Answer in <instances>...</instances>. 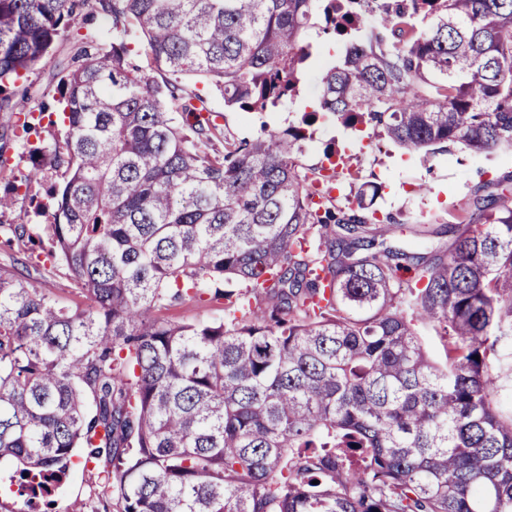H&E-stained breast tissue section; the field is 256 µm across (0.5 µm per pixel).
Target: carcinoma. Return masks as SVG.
I'll return each mask as SVG.
<instances>
[{"mask_svg":"<svg viewBox=\"0 0 512 512\" xmlns=\"http://www.w3.org/2000/svg\"><path fill=\"white\" fill-rule=\"evenodd\" d=\"M86 4L112 41L81 35L56 86L63 143L33 149L24 178L60 174L47 221L7 243L66 267L90 305L0 268V459L21 493L49 512L85 448L120 512H512V202L433 230L454 235L446 257L397 250L398 225L370 228L363 202H314L301 128L239 139L180 84L263 112L294 92L312 19L346 36L373 14L321 112L423 162L512 151V0H0L15 138L55 125L45 94L36 112L9 102ZM132 39L166 79L128 61ZM186 301L224 318L156 316Z\"/></svg>","mask_w":512,"mask_h":512,"instance_id":"1","label":"carcinoma"}]
</instances>
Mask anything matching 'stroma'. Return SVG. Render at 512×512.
Instances as JSON below:
<instances>
[{
  "mask_svg": "<svg viewBox=\"0 0 512 512\" xmlns=\"http://www.w3.org/2000/svg\"><path fill=\"white\" fill-rule=\"evenodd\" d=\"M375 25V17L367 15L359 30L336 38L309 29L304 41L310 46L311 56L299 76L295 93L263 112L225 108L223 96L206 82L187 78L183 84L201 96L208 109L222 113L224 124L235 137L253 138L264 127L279 131L297 126L305 113L315 112L322 72L340 63L349 42L364 39ZM89 29L107 39L112 36L111 20L99 14L87 25L62 31L30 73L29 83L55 94L56 73L70 64L75 40ZM308 133L297 154L299 164L306 169L318 168L326 165L328 155L332 154L338 156L340 163L357 168L358 179L354 182L346 173H337L334 204L346 206L360 187L372 192L373 214L369 221L374 224L390 217L399 223L401 230L391 240L395 246L413 245L419 225L455 224L462 220L479 224L483 221L484 206L493 201L512 200L510 153L477 154L458 145L452 151L437 154L432 165L426 166L421 163L419 152L381 139L370 126L360 122L346 123L328 114H316ZM56 136V128L45 125L27 144L6 140L4 150L0 151V192L12 190L14 206L11 212L0 216L1 223L15 224L22 219L32 226L40 223L36 211L47 201L51 183L46 180L26 188L20 180L32 167L33 148L52 143ZM17 256L16 248L0 240V267L16 271L59 305L72 309L88 306V299L76 288L65 268L52 267L37 251L23 265L17 263ZM96 482V474L85 464L82 453H75L67 479L53 494V512H92L97 504Z\"/></svg>",
  "mask_w": 512,
  "mask_h": 512,
  "instance_id": "obj_1",
  "label": "stroma"
}]
</instances>
